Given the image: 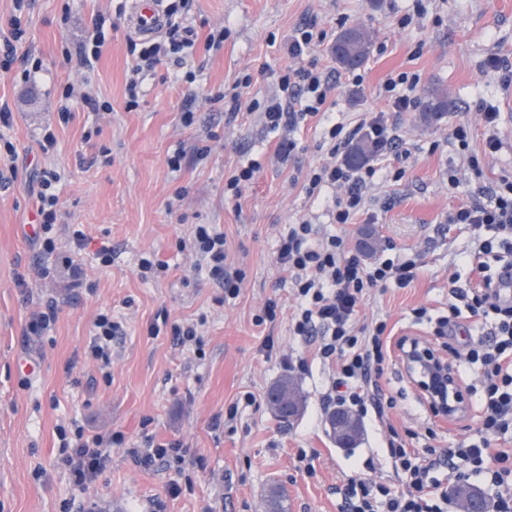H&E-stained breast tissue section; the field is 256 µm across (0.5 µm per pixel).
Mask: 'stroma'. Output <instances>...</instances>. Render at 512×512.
<instances>
[{"mask_svg":"<svg viewBox=\"0 0 512 512\" xmlns=\"http://www.w3.org/2000/svg\"><path fill=\"white\" fill-rule=\"evenodd\" d=\"M29 2L17 52L30 61L0 72V102L13 113L10 125H0V139L15 147L0 165L16 168L15 181L0 188V512H80L92 500L100 512H269L275 486L287 492L288 512H343L346 476L365 474L399 489L387 431L374 415L361 417L357 447H338L330 434L321 399L333 371L289 332L296 300L275 263L276 228L310 213L321 233L342 237L351 249L371 228L377 245L367 261L411 258L417 276L405 288L372 290L363 316L386 321L393 336L432 339L436 319L448 312V279L468 276L476 250L470 226L449 223L448 214L512 173V84L488 64L494 55L512 63V0H431L406 27L398 20L411 14L415 0H164L194 30L195 44L184 49L182 65L168 61L145 75L132 111L126 83L138 38L126 28L130 0ZM310 19L328 38L316 56L342 83L330 108L337 121L386 109L382 83L402 71L420 75L421 91L448 99L447 113L436 120L417 109L396 114L412 154L401 181L382 179L371 191L370 220L330 223L324 201L308 200L296 181L322 156V122L294 129L300 149L279 164V136L259 113L243 110L232 121L217 99L232 90L245 104L272 95L277 75L292 63L284 41ZM97 20L105 46L84 65L83 40ZM353 26L372 36L356 72L337 64L329 46L341 28ZM221 27L228 31L223 49L206 52L207 33ZM356 73L364 78L358 87L351 81ZM69 86L74 95L66 102ZM64 103L74 114L66 124L58 117ZM485 106L501 114L502 148L493 155L483 151ZM186 110L197 118L188 128L179 120ZM461 122L471 129L465 151L449 138ZM94 124L101 135L84 141ZM48 127L57 143L44 155L38 142ZM204 139L211 151L201 158L192 147ZM180 148L187 154L174 172L167 160ZM472 155L481 174L468 167ZM251 159L261 160L262 170L238 202H225V179ZM54 167L64 169L65 179L57 250L48 256L34 235L33 201L36 173ZM452 167L462 177L454 191ZM198 224L223 231L229 262L246 273L238 296L225 295L196 268L185 243ZM74 228L86 236L83 248L72 243ZM104 244L112 249L108 263L97 254ZM148 254L166 269L144 280L137 265ZM69 259L83 268L86 287H71ZM42 265L55 267L53 280L36 281ZM21 277L30 287H17ZM270 297L280 300L276 320L256 324ZM50 301L59 305L56 322L43 336L27 335L31 313ZM103 311L123 325L106 370L88 354L93 321ZM164 316L196 324L199 347H182L166 328L151 334ZM267 337L274 342L269 358L259 351ZM284 352L307 358L306 370L284 368ZM19 357L37 366L34 376L15 370ZM482 373L477 365L464 369L472 393L464 416L451 423L433 416L398 357L389 359L380 382L394 398L390 421L409 447H448L467 436L481 410ZM287 376L305 403L285 423L268 393ZM78 428L116 440L107 470L87 491L61 461L60 432ZM152 441L172 445L175 463L137 465L132 449Z\"/></svg>","mask_w":512,"mask_h":512,"instance_id":"obj_1","label":"stroma"}]
</instances>
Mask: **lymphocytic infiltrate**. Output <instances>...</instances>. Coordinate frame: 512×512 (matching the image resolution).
I'll return each mask as SVG.
<instances>
[{
    "instance_id": "obj_1",
    "label": "lymphocytic infiltrate",
    "mask_w": 512,
    "mask_h": 512,
    "mask_svg": "<svg viewBox=\"0 0 512 512\" xmlns=\"http://www.w3.org/2000/svg\"><path fill=\"white\" fill-rule=\"evenodd\" d=\"M325 39V32L313 21L289 33L284 47L298 64L278 76V92L262 103V116L272 132L314 117L325 119L319 148L326 159L305 173L303 190L314 200L324 191H332L331 222L350 224L365 213L368 191L379 169L368 162L350 166L342 159V151L357 140H366L373 153L391 160L389 177L401 180L406 170L399 161L411 151L392 115L417 107L420 77L400 72L384 80L387 111L367 113L353 126L330 120L327 100L338 81L310 56ZM192 44V30L175 20L168 25L166 42H143L127 83L128 107L138 105L143 72L155 69L165 59L178 61L180 52ZM60 179L53 170L42 171L38 179L35 207L43 232L40 246L46 253L55 249L51 231L59 217L55 186ZM448 221L475 229L492 227L502 234L499 241L480 244L478 253L483 260L478 265V283L452 288L450 313L438 318L434 330L435 335L447 337L448 349L459 362L478 363L484 368L485 402L480 423L469 445L431 448L423 454L406 447L398 432H390L387 452L395 463L401 490H391L370 478H349L342 490L345 512H442L440 504L447 501L449 487L470 479L491 487L495 512H512V448L493 445L512 429V301L501 299L496 288L498 278L489 274L487 263L488 257L503 251L509 256L506 268H512V175L498 179L488 200L471 198L450 213ZM190 248L225 295L238 294L245 275L229 264L220 229L212 224L196 225ZM276 263L288 274L299 301L291 323L293 335L312 342L315 356L335 367L332 385L322 397L324 408L350 405L359 413L371 410L379 420H386L392 401L379 383L383 365L392 350L407 351L414 341L406 336L390 341L383 322L368 336H357L355 328L367 290L391 283L407 287L416 276V262L390 258L365 262L342 238L320 236L317 225L303 218L279 229ZM464 311L473 318H492L485 340L474 343L462 334L457 319ZM109 445L102 436L75 432L72 443L65 447V463L75 485L85 487L99 479L107 466Z\"/></svg>"
}]
</instances>
